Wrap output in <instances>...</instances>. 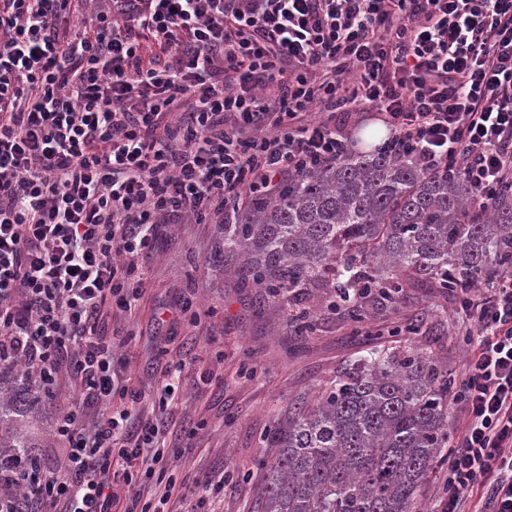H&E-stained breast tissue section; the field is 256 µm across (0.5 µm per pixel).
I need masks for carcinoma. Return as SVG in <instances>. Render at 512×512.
Masks as SVG:
<instances>
[{
  "label": "carcinoma",
  "instance_id": "carcinoma-1",
  "mask_svg": "<svg viewBox=\"0 0 512 512\" xmlns=\"http://www.w3.org/2000/svg\"><path fill=\"white\" fill-rule=\"evenodd\" d=\"M466 180L422 171L408 157L351 154L276 194L227 205L218 267L246 288L288 302L297 331H313L307 301L364 322L368 308L399 302L408 288L446 294L512 270V190L482 212ZM413 316L411 335L438 344L442 325ZM0 456L14 478L40 470L41 442L22 430L46 393L0 388ZM448 366L430 347L398 346L337 371L311 403L294 402L264 437L260 512H412L448 447Z\"/></svg>",
  "mask_w": 512,
  "mask_h": 512
}]
</instances>
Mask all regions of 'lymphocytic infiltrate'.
Here are the masks:
<instances>
[{
	"instance_id": "1",
	"label": "lymphocytic infiltrate",
	"mask_w": 512,
	"mask_h": 512,
	"mask_svg": "<svg viewBox=\"0 0 512 512\" xmlns=\"http://www.w3.org/2000/svg\"><path fill=\"white\" fill-rule=\"evenodd\" d=\"M512 188V0H0V362L58 384L45 484L0 512H186L171 383L123 384L103 325L135 316L167 224H224L350 153ZM460 433L434 512H512V275L464 288ZM99 414L84 422L75 404ZM357 119L352 122L351 135L354 142L353 152L374 151L388 137L389 131L381 121V115L378 112H360ZM382 127L383 129H380ZM385 127V128H384ZM370 128H378L381 131L377 140L369 142L366 139V132ZM386 129V130H385ZM386 134V135H385Z\"/></svg>"
}]
</instances>
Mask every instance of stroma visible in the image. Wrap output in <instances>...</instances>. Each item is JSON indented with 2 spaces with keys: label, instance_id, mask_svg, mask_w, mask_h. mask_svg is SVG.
Returning <instances> with one entry per match:
<instances>
[{
  "label": "stroma",
  "instance_id": "1",
  "mask_svg": "<svg viewBox=\"0 0 512 512\" xmlns=\"http://www.w3.org/2000/svg\"><path fill=\"white\" fill-rule=\"evenodd\" d=\"M219 224L161 228L143 279L135 317L105 323L113 341H128L125 377L151 390L163 369L179 367L185 404L170 406L175 429L192 431V449L178 463L188 500L205 512H254L261 492L260 463L271 449L262 440L274 416L295 398L313 396L347 361L406 343L411 316L439 318L453 342L443 355L458 370L466 346L457 334L454 297L411 290L397 307L375 310L355 328L312 298L317 327L296 335L287 303L263 304L254 289L218 274L212 257ZM192 303L198 317L163 322L166 309ZM223 484L221 494L211 488Z\"/></svg>",
  "mask_w": 512,
  "mask_h": 512
}]
</instances>
